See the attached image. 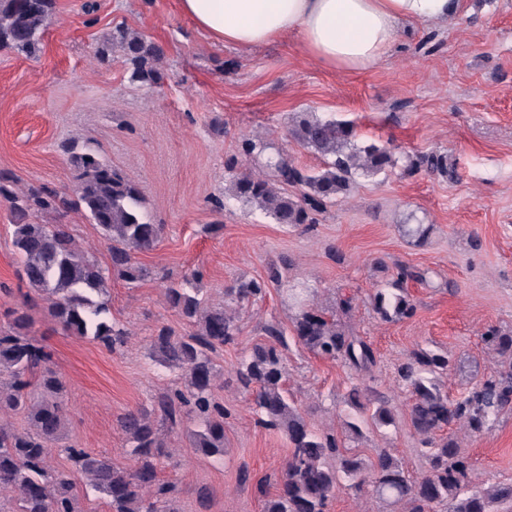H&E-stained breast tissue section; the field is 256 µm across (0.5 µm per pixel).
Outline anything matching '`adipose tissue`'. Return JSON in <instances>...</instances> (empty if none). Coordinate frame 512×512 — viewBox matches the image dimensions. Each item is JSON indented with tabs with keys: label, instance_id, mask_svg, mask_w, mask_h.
Returning <instances> with one entry per match:
<instances>
[{
	"label": "adipose tissue",
	"instance_id": "ef3b65f1",
	"mask_svg": "<svg viewBox=\"0 0 512 512\" xmlns=\"http://www.w3.org/2000/svg\"><path fill=\"white\" fill-rule=\"evenodd\" d=\"M462 0H180L182 14L212 41L247 50L291 36L331 67L376 64L409 24L455 18Z\"/></svg>",
	"mask_w": 512,
	"mask_h": 512
}]
</instances>
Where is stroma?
<instances>
[{"instance_id":"35a3bbf8","label":"stroma","mask_w":512,"mask_h":512,"mask_svg":"<svg viewBox=\"0 0 512 512\" xmlns=\"http://www.w3.org/2000/svg\"><path fill=\"white\" fill-rule=\"evenodd\" d=\"M121 23L163 45L159 85L130 83L120 55L96 59L97 43ZM297 112L352 122L361 143L393 144L400 158L442 151L457 178L396 168L360 179L313 228L282 227L227 198L226 164L238 158L243 139L260 137L269 155L321 167L317 153L286 137ZM74 137L138 185L164 231L152 250L137 255L149 271L145 280L110 283V318L129 332L112 351L68 335L43 296L21 280L9 207L0 200V323L25 313L28 336L50 353L66 383L67 420L51 469L71 474L64 453L71 445L133 466L120 417L155 409L179 384L152 355L151 339L163 327L178 336L190 330L166 300L170 283L200 269L204 294L217 304L237 280L282 264V286L240 310L236 340L211 355L215 393L228 411L223 460L197 453L190 423L161 429L173 457L159 477L174 485L180 512H264L266 495L275 492L288 442L259 422L236 370L263 340L266 323L292 327V288L308 289L310 302L329 309L338 295L354 296L351 311L337 319L378 356L372 373L358 374L289 343L288 388L311 427L344 437L348 451L366 459L387 449L411 477L424 474L423 443L410 425L397 365L419 346L447 352L445 388L454 397L496 370L485 330L512 329V0H463L448 25L414 28L378 64L352 73L306 56L291 37L247 51L213 43L181 13L179 0H55L38 58L0 50V172L71 191L74 170L59 146ZM260 166L239 160L237 169ZM44 221L70 225L77 243L107 263V248L83 212ZM416 222L430 227L421 245L402 230ZM398 263L429 270L432 281L409 285L412 317L385 322L370 296ZM355 387L386 396L395 425L347 437L343 422L352 410L345 400ZM456 435L473 486L512 482V411L480 434Z\"/></svg>"}]
</instances>
